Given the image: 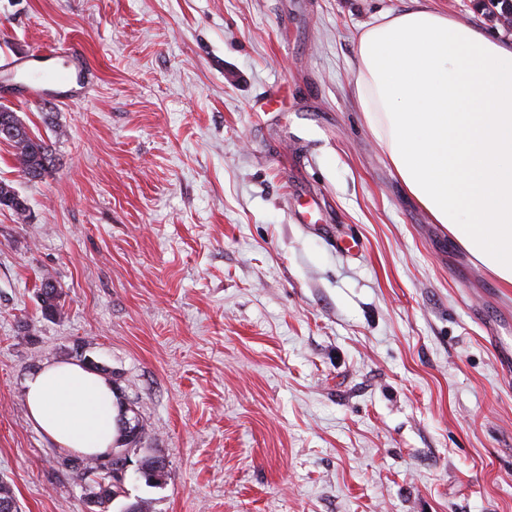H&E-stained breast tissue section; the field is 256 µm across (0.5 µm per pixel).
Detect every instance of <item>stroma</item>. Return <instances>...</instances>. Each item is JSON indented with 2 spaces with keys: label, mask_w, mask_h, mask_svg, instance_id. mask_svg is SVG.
<instances>
[{
  "label": "stroma",
  "mask_w": 512,
  "mask_h": 512,
  "mask_svg": "<svg viewBox=\"0 0 512 512\" xmlns=\"http://www.w3.org/2000/svg\"><path fill=\"white\" fill-rule=\"evenodd\" d=\"M409 0H0V480L86 512L24 381L88 359L146 433L107 512H512V288L405 193L353 94L362 27ZM487 0H424L503 29ZM79 43L82 101L16 95ZM358 241L357 254L344 245ZM63 293L43 317L37 285ZM3 113L9 114L19 124L13 139L4 140L15 149L18 171L30 181L41 179L54 165L51 146L42 138L31 137L17 113L1 105L0 115ZM15 200L18 202L16 203ZM0 208L13 212L24 221L28 220L29 207L27 200L9 183L0 182Z\"/></svg>",
  "instance_id": "stroma-1"
}]
</instances>
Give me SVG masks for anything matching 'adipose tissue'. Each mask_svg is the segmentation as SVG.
Returning <instances> with one entry per match:
<instances>
[{
    "mask_svg": "<svg viewBox=\"0 0 512 512\" xmlns=\"http://www.w3.org/2000/svg\"><path fill=\"white\" fill-rule=\"evenodd\" d=\"M356 57L355 102L408 197L512 288V35L490 38L417 2L367 24ZM24 393L54 445L111 452L120 406L102 375L53 362Z\"/></svg>",
    "mask_w": 512,
    "mask_h": 512,
    "instance_id": "obj_1",
    "label": "adipose tissue"
}]
</instances>
